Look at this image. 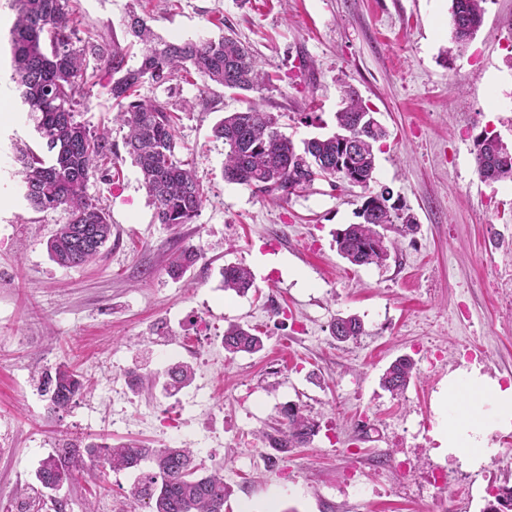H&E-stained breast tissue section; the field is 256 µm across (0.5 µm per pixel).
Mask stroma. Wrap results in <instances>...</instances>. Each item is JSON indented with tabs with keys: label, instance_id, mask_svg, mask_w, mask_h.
<instances>
[{
	"label": "stroma",
	"instance_id": "1",
	"mask_svg": "<svg viewBox=\"0 0 512 512\" xmlns=\"http://www.w3.org/2000/svg\"><path fill=\"white\" fill-rule=\"evenodd\" d=\"M130 2L79 0L81 20L126 43ZM138 2L167 39L233 29L274 77L255 102L280 115L294 141L334 132L341 86L354 87L388 131L370 189L389 188L418 230L384 266L350 265L334 236L357 222L366 189L319 181L272 201L226 181L212 127L241 103L178 78L140 93L191 106L178 155L206 192L199 216L158 223L139 168L123 158L117 179L88 184L112 221L101 256L59 266L47 242L67 216L32 209L18 190L14 143H43L1 66L0 512H17L15 489L69 440L194 448L204 468L224 469V512H484L512 486V448L470 468L438 434L449 378L475 369L512 385V183L481 181L475 164L481 132L512 148V0H486L481 28L452 55L450 0ZM111 83L100 68L79 116L91 130L110 125ZM188 245L199 260L170 276L173 254ZM228 264L251 270L247 294L225 292ZM349 314L365 333L337 341L331 325ZM232 324L258 330L263 350L227 354ZM403 356L416 375L396 398L380 377ZM62 361L86 388L54 414L38 379ZM181 362L193 365V383L166 391L168 368ZM135 368L155 383L130 388ZM288 403L318 432L278 459L262 435ZM121 408L129 422L117 426ZM383 454L407 461V473L386 472ZM437 469L447 491L429 485ZM136 475L93 473L63 494L71 512L88 501L98 512H150L127 496Z\"/></svg>",
	"mask_w": 512,
	"mask_h": 512
}]
</instances>
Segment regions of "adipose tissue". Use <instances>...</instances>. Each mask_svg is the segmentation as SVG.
<instances>
[{"instance_id": "1", "label": "adipose tissue", "mask_w": 512, "mask_h": 512, "mask_svg": "<svg viewBox=\"0 0 512 512\" xmlns=\"http://www.w3.org/2000/svg\"><path fill=\"white\" fill-rule=\"evenodd\" d=\"M448 400L453 412L440 432L450 455L478 465L493 452L488 433L492 427L512 425V385L501 387L470 374L466 383H448Z\"/></svg>"}]
</instances>
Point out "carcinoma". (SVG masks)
Here are the masks:
<instances>
[{"label": "carcinoma", "mask_w": 512, "mask_h": 512, "mask_svg": "<svg viewBox=\"0 0 512 512\" xmlns=\"http://www.w3.org/2000/svg\"><path fill=\"white\" fill-rule=\"evenodd\" d=\"M17 11L9 28L5 54L11 80L22 104L34 117L36 132L49 157L26 145H14L23 196L38 211L61 209L68 221L48 241L52 260L66 268L95 261L112 236L108 213L87 193V184L101 171L99 162L112 154L108 133L87 129L76 116L88 95L92 76L90 62H103L112 70L110 94L117 107L115 120L127 129L124 148L142 174V186L161 224H189L206 201L203 186L190 164L178 157V118L158 99L140 97L145 83L161 87L182 74L198 75L203 87H222L233 94L259 91L271 85L272 77L233 34L216 39L169 41L153 27V18L130 10L121 20L130 44L142 46L139 64H128L127 50L108 43L90 29L79 30L76 0H14ZM485 0H451L448 25L451 41L465 45L481 27ZM224 142V178L243 184L252 192L283 199L310 189L317 181L331 186L350 178L368 191L359 208L360 222L336 233L338 253L354 266L383 265L391 256L390 246L418 229L414 218L402 216L399 208L372 204L385 192L370 190L374 181L375 145L387 136L373 110L351 87L343 90L336 112V132L313 137L297 145L280 130L278 116L253 102L229 112L213 127ZM476 170L484 182H512V150L485 132L476 140ZM197 248L178 251L170 273L184 274L199 259ZM254 287L245 266L224 267V290L245 294ZM332 335L348 340L362 334L355 316L338 317ZM262 337L250 327L231 324L224 331V350L230 354L257 353ZM414 376L411 359H396L382 374L381 387L398 397ZM194 369L180 363L169 372L172 385L190 384ZM83 382L67 363L47 378L52 412L67 409L81 393ZM317 433L316 423L298 404L281 410L279 427L264 435L279 453L308 443ZM149 462L152 469L141 473L128 490L136 500H148L151 512H224V474L217 468L201 475L191 448H149L132 444L90 442L82 448H58L36 471L37 486L16 494L18 512H34L47 489L59 481L99 468L113 471L136 469ZM485 512H512V488L504 489L488 503Z\"/></svg>", "instance_id": "1"}]
</instances>
